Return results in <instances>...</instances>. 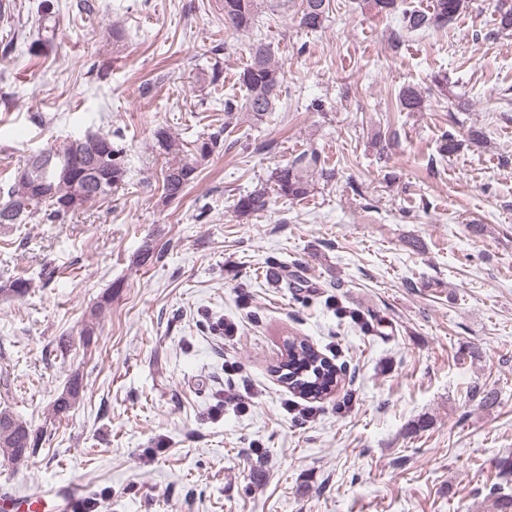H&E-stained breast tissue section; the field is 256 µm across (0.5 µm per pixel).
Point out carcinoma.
I'll use <instances>...</instances> for the list:
<instances>
[{
    "instance_id": "carcinoma-1",
    "label": "carcinoma",
    "mask_w": 512,
    "mask_h": 512,
    "mask_svg": "<svg viewBox=\"0 0 512 512\" xmlns=\"http://www.w3.org/2000/svg\"><path fill=\"white\" fill-rule=\"evenodd\" d=\"M363 6L377 15H388L397 7V0H362ZM470 0H432V7L412 10L403 14L402 31H395L389 41V49L398 54L402 43V32H426L448 25L455 17L469 7ZM224 25L238 32L253 28L258 18L259 0H222ZM331 0H302L299 25L316 31L328 20ZM283 78L282 66L275 61L271 44L257 41L249 48V60L238 74V82L245 89V100L241 105L232 101L224 102V112L230 116L242 112L252 121H263L267 114L276 110L279 89ZM400 107L410 112L421 108L422 98L414 87H405L399 94ZM222 132L218 131L193 142L190 153L165 127L154 131L155 146L169 156V162L162 173L164 198L168 201L182 197L187 187L197 179L199 167L220 143ZM84 142L95 145L99 155V175L90 177L91 158L71 140L56 150H44L28 156L23 167L33 173H40L42 160L50 157L61 167L59 175L48 179L47 184L37 188L19 178L11 177L7 197L0 203V216L11 213L23 205L20 221L34 217L40 205L49 207L50 216L63 217L79 211L118 190L126 179L127 170L123 161V149L107 134L84 137ZM334 170L321 162L316 151H303L284 167L277 168L271 175L273 191L285 199L301 201L310 196L315 179L325 182L332 180ZM267 186L248 191L238 198L235 211L241 218L263 213L270 205ZM324 356L307 340L289 339L286 358L278 368H288L285 375L293 377L289 387L304 396L312 391H322L333 380L332 371L321 367ZM81 381L73 377L66 390L52 403L51 409L57 417L65 416L79 397ZM45 442L41 429H33L27 423L7 412H0V455L12 463L20 462L36 453Z\"/></svg>"
}]
</instances>
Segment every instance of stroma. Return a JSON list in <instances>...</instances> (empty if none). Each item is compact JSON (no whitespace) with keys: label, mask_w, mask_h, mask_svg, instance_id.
Wrapping results in <instances>:
<instances>
[{"label":"stroma","mask_w":512,"mask_h":512,"mask_svg":"<svg viewBox=\"0 0 512 512\" xmlns=\"http://www.w3.org/2000/svg\"><path fill=\"white\" fill-rule=\"evenodd\" d=\"M11 4L0 201L24 158L89 133L123 147L128 173L77 213L0 225V410L46 434L28 462L0 460V487L77 484L96 512H491L487 478L503 469L512 495V31L499 28L512 0H473L397 55L386 39L400 12L430 0H398L388 17L332 0L319 32L286 0L262 5L249 34L225 27L216 0ZM43 26L52 43L31 51ZM260 37L283 65L280 106L225 124ZM406 86L420 111L401 109ZM452 98L469 105L454 120ZM160 126L187 146L230 129L172 202ZM307 149L335 181L239 219V195ZM147 245L163 258L139 264ZM15 278L25 298L5 294ZM292 336L340 370L310 422L286 410L274 373ZM75 375L80 399L54 418ZM476 385L493 406L471 400ZM228 388L246 409L225 405Z\"/></svg>","instance_id":"stroma-1"}]
</instances>
